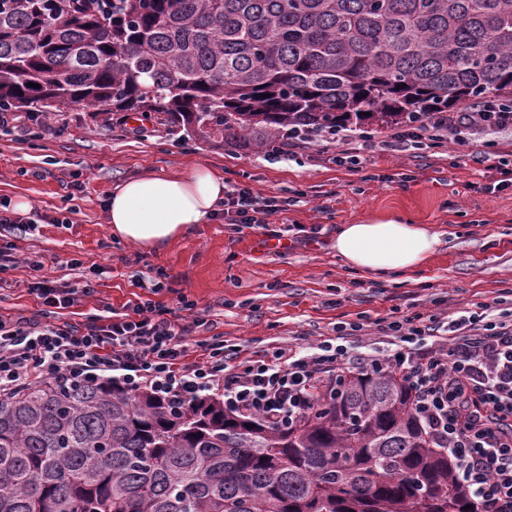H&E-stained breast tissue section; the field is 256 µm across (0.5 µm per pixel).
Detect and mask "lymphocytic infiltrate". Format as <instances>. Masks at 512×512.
<instances>
[{
    "mask_svg": "<svg viewBox=\"0 0 512 512\" xmlns=\"http://www.w3.org/2000/svg\"><path fill=\"white\" fill-rule=\"evenodd\" d=\"M422 122L461 141L476 128H512V105L431 113ZM280 210L276 197L260 199L247 188L224 198L230 224H266ZM127 309L108 321L90 316L79 328L0 315V398L41 381L104 379L173 405L217 396L229 412L286 425L313 406L322 375L390 371L412 383L422 423L447 447L481 512H512V319L463 315L445 334L418 313L390 324L392 347L383 355L351 357L328 338L257 350L231 365L220 340L191 357L190 326L152 300Z\"/></svg>",
    "mask_w": 512,
    "mask_h": 512,
    "instance_id": "1",
    "label": "lymphocytic infiltrate"
}]
</instances>
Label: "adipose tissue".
<instances>
[{
    "label": "adipose tissue",
    "mask_w": 512,
    "mask_h": 512,
    "mask_svg": "<svg viewBox=\"0 0 512 512\" xmlns=\"http://www.w3.org/2000/svg\"><path fill=\"white\" fill-rule=\"evenodd\" d=\"M224 189L223 177L205 164L181 174L129 179L108 201L112 235L145 250L161 248L206 223L223 202ZM439 243L438 233L425 225L388 219L341 225L334 248L350 269L386 277L418 271Z\"/></svg>",
    "instance_id": "adipose-tissue-1"
}]
</instances>
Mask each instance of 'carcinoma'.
<instances>
[{"label":"carcinoma","mask_w":512,"mask_h":512,"mask_svg":"<svg viewBox=\"0 0 512 512\" xmlns=\"http://www.w3.org/2000/svg\"><path fill=\"white\" fill-rule=\"evenodd\" d=\"M34 86H28V83ZM512 97V0H0V111L162 112L222 146ZM390 372L292 428L110 383L0 401V512H475ZM468 510H463V507Z\"/></svg>","instance_id":"obj_1"}]
</instances>
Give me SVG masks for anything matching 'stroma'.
<instances>
[{
  "mask_svg": "<svg viewBox=\"0 0 512 512\" xmlns=\"http://www.w3.org/2000/svg\"><path fill=\"white\" fill-rule=\"evenodd\" d=\"M55 135L35 125L0 126V203L26 198L48 216L37 230L0 224V251L13 257L0 270V314L44 319L28 290L34 279L61 288L96 285L93 296L61 310L55 323L87 315L123 314L134 297L177 308L187 298L203 319L189 347L228 340L243 353L315 344L358 325L345 341L350 355L387 348L382 329L416 313L449 322L488 305L489 315L512 309V184L496 181L472 155L494 142L495 160L512 169V133L475 131L448 139L385 148L390 129L369 122L372 148L318 140L279 156L218 147L154 112L130 134L121 112L80 105L50 112ZM206 164L227 190L251 188L286 200L269 224H228L223 215L159 251L115 240L106 203L124 181L148 173L179 174ZM394 217L428 225L440 236L436 253L416 273L378 280L347 268L333 247L337 229ZM40 270H31L29 261Z\"/></svg>",
  "mask_w": 512,
  "mask_h": 512,
  "instance_id": "35a3bbf8",
  "label": "stroma"
}]
</instances>
